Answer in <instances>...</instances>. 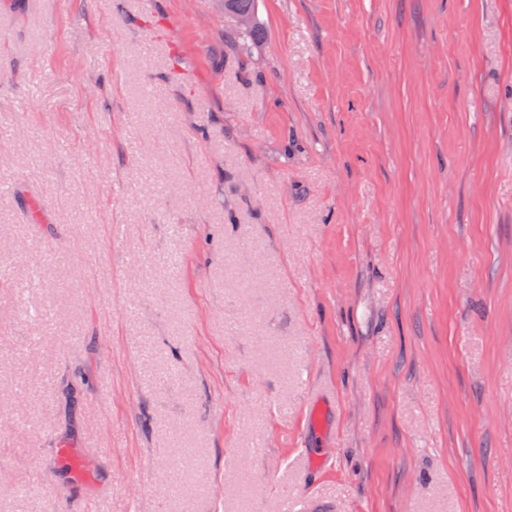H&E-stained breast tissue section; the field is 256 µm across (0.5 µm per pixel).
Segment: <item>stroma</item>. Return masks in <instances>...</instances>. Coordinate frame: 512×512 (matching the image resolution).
Instances as JSON below:
<instances>
[{
	"mask_svg": "<svg viewBox=\"0 0 512 512\" xmlns=\"http://www.w3.org/2000/svg\"><path fill=\"white\" fill-rule=\"evenodd\" d=\"M250 26L0 0V512H512V0ZM327 420V405L318 398H310L305 419L306 430H312L316 438L322 437ZM282 502L283 512H335L321 500L299 491L291 492Z\"/></svg>",
	"mask_w": 512,
	"mask_h": 512,
	"instance_id": "35a3bbf8",
	"label": "stroma"
}]
</instances>
